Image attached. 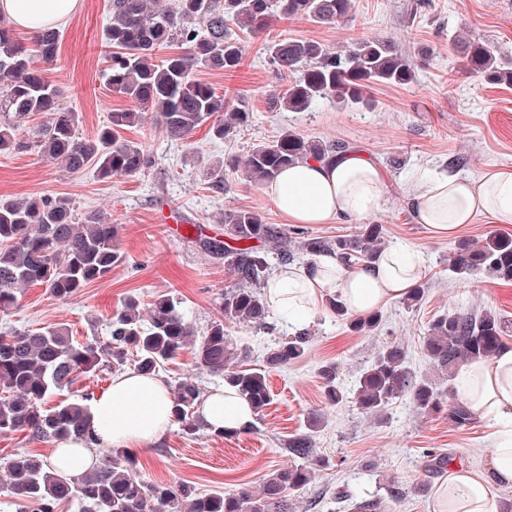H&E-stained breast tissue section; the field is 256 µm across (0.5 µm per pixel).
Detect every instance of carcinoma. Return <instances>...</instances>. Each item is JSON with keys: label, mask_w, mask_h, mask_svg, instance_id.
Here are the masks:
<instances>
[{"label": "carcinoma", "mask_w": 512, "mask_h": 512, "mask_svg": "<svg viewBox=\"0 0 512 512\" xmlns=\"http://www.w3.org/2000/svg\"><path fill=\"white\" fill-rule=\"evenodd\" d=\"M352 8L353 0H175L174 7L162 11L154 0H109L107 84L131 106L111 112L108 123L87 138L79 135L78 113L61 103L59 88L36 66L57 61L59 29H45L28 45L0 21V155L34 149L69 173L93 167L101 179L136 175L149 167L151 157L142 145L119 140V132L138 124L146 108L155 110L166 131L180 138L222 112L224 118L212 121L210 131L217 139H231L248 125L249 113L228 108L224 97L195 77L199 68L233 72L241 66L245 48L228 33V25L259 30L288 17L331 24L348 17ZM173 45L178 50L155 60L156 51ZM458 48L472 70L490 82L512 86V69L498 62L491 46L473 41ZM269 55L278 71L299 74L277 101L290 112H308L327 98L367 104L370 84L406 86L416 78L411 56L377 37L334 48L315 40L280 39L270 45ZM35 114L46 115V120L28 125ZM335 154L333 148L287 129L252 149L245 173L264 183L289 165ZM222 223L230 242L208 239L201 244L208 254L224 259L235 283L220 298L221 317L199 340L168 296L154 301L146 319L139 303L128 299L107 322L105 342L76 341L67 326L57 323L0 333V434L22 433L44 442L79 440L90 429L87 403L93 394L51 405L56 392L100 365L122 369L130 354L137 372L154 374L188 344L197 369L223 378L261 412L271 401L266 375L255 368L232 367L234 351L224 321L264 326L269 316L263 288L270 253L283 264L293 254L282 248L285 230L253 211L226 209ZM115 237L114 224L104 214H78L66 197L0 198V311L10 310L19 290L34 284L60 300L69 299L121 261ZM384 247L380 224H362L352 236L306 238L298 244V250L311 256L334 252L349 267L375 258ZM449 266L463 282L479 274L512 281V238L490 235L460 249ZM511 323L492 310L439 314L429 322L423 344L436 377L411 372L404 350L388 343L348 391L336 384V367L323 366L326 397L332 405L350 397L363 413L379 417L406 396L423 415L445 410L455 425L467 426L474 412L447 400L459 364L493 356ZM306 343L307 333L295 332L270 350L267 367L300 359ZM172 395L174 421L183 434L197 435L204 429L195 410L200 388L186 380ZM289 448L294 461L277 469L257 490L200 493L183 482L148 481L139 474L134 453L112 448L100 449L98 464L77 478L24 451L1 458L0 469L7 491L37 503L39 512H57L63 502L77 503L80 512H277L286 491L304 488L315 470L326 466V459L314 454L309 435L294 438Z\"/></svg>", "instance_id": "1"}]
</instances>
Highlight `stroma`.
I'll list each match as a JSON object with an SVG mask.
<instances>
[{"label":"stroma","instance_id":"obj_1","mask_svg":"<svg viewBox=\"0 0 512 512\" xmlns=\"http://www.w3.org/2000/svg\"><path fill=\"white\" fill-rule=\"evenodd\" d=\"M107 3L80 0L60 29L59 61L47 73L63 104L78 112L85 137L95 135L112 110L128 105L103 76ZM229 31L245 46L241 67L230 73L202 69L196 76L229 106L251 112L250 125L233 139L213 138L205 125L187 138H173L156 112L148 110L141 122L120 133L152 157L149 168L135 176L102 180L91 168L71 174L35 151L0 155V197L59 195L69 198L77 212L99 211L116 226L124 255L120 265L67 301L38 285L22 288L16 306L0 313V329L62 322L78 340L103 339L106 320L127 298L137 299L146 312L155 298L167 295L196 333H203L219 319L218 301L234 279L223 260L201 249L200 239L223 238L221 216L228 208L254 211L271 224L282 221L261 184L245 175L244 160L253 146L292 129L327 146L365 152L386 175L384 203L368 221L383 226L387 246L422 253L421 306L410 310L393 302L372 332L352 330L347 321L321 309L306 322V354L271 369L264 366L267 352L292 332L278 311L270 312L261 329L225 322L246 367L265 368L272 403L247 432L217 437L204 430L192 438L174 425L161 442L140 447L135 455L142 476L151 481L189 483L202 493L244 484L257 488L291 462L289 441L308 433L328 465L288 495V512H347L343 501L355 491L375 495L379 512H432L433 491L447 481L448 472L427 470L429 455L445 454L452 465L488 472L498 437L494 422L479 415L459 427L444 413L417 414L405 398L394 401L384 416L370 417L351 402L330 405L319 371L335 365L340 384L352 387L378 348L392 342L404 349L411 370L423 373L429 368L423 340L436 315L488 308L512 321V282L480 275L465 284L448 268L461 243L512 235V224L480 215L454 238L441 239L413 222L402 195L408 182L422 176L476 177L512 168V86L486 82L456 48L460 38L487 43L512 67V0H354L350 15L332 26L278 18L260 31L234 25ZM359 37L391 40L410 55L426 47L431 55L418 63L414 83L371 87L367 106L325 99L309 112L273 107L291 80L272 64L269 42L312 39L333 47ZM218 159L226 163L220 192L213 190L209 174ZM193 362L191 348H184L158 376L171 389L185 379L204 392L222 387L221 378L197 373ZM315 413L322 419L313 431L307 420Z\"/></svg>","mask_w":512,"mask_h":512}]
</instances>
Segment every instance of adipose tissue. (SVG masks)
<instances>
[{
	"mask_svg": "<svg viewBox=\"0 0 512 512\" xmlns=\"http://www.w3.org/2000/svg\"><path fill=\"white\" fill-rule=\"evenodd\" d=\"M78 0H0V17L14 28L38 33L67 23ZM264 194L291 224H357L378 210L385 185L379 167L363 153L345 151L329 160L307 159L282 170L263 186ZM415 223L432 234L453 235L485 214L497 224H512V168L477 178L435 176L404 191ZM416 253L384 249L374 260L348 267L333 253L304 264L281 267L269 280L265 297L271 308L302 315L319 311L338 296L349 314L368 315L404 298L421 279ZM455 395L486 417L512 422V349L488 359L465 362L458 370ZM171 394L158 377L124 372L89 403L91 428L80 440L53 443L51 465L76 476L91 467L101 448H128L162 440L171 425ZM199 416L206 427L243 432L254 420L251 405L230 386L203 395ZM489 474L453 469L434 491V512H503L500 488H512V432L491 450Z\"/></svg>",
	"mask_w": 512,
	"mask_h": 512,
	"instance_id": "obj_1",
	"label": "adipose tissue"
}]
</instances>
